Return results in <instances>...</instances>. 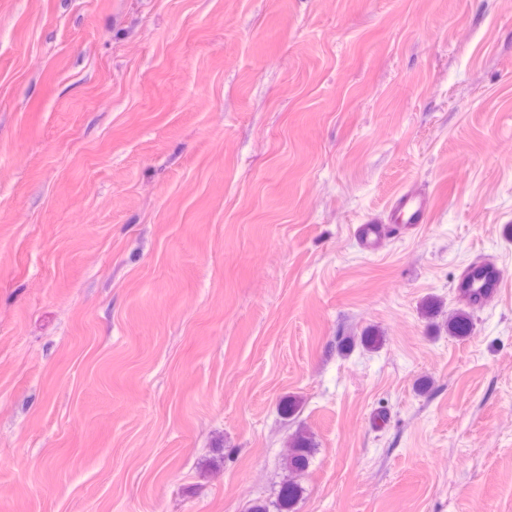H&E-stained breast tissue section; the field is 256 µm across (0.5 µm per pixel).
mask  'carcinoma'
<instances>
[{
    "mask_svg": "<svg viewBox=\"0 0 512 512\" xmlns=\"http://www.w3.org/2000/svg\"><path fill=\"white\" fill-rule=\"evenodd\" d=\"M472 322L470 316L464 312L457 314L448 322V332L456 337H466L471 333ZM314 453L312 436L305 430L298 431L291 441V447L285 458L286 475L280 485L277 499L274 505L264 501H256L248 508L247 512H296L298 503L303 499L305 488L301 484L310 465V459Z\"/></svg>",
    "mask_w": 512,
    "mask_h": 512,
    "instance_id": "carcinoma-1",
    "label": "carcinoma"
}]
</instances>
